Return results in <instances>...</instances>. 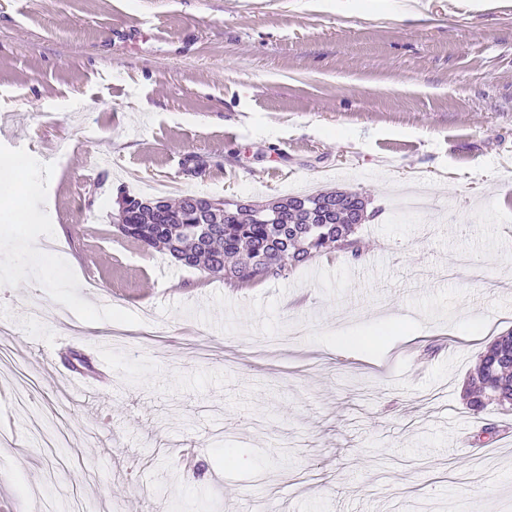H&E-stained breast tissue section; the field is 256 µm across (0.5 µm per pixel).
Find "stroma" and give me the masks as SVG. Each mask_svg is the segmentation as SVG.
<instances>
[{"instance_id":"obj_1","label":"stroma","mask_w":512,"mask_h":512,"mask_svg":"<svg viewBox=\"0 0 512 512\" xmlns=\"http://www.w3.org/2000/svg\"><path fill=\"white\" fill-rule=\"evenodd\" d=\"M0 158V241L63 245L37 289L0 252V512H512V411L463 397L512 330L507 0H0ZM161 182L361 192L363 258L176 266L112 227Z\"/></svg>"}]
</instances>
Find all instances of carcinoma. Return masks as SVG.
<instances>
[{
    "mask_svg": "<svg viewBox=\"0 0 512 512\" xmlns=\"http://www.w3.org/2000/svg\"><path fill=\"white\" fill-rule=\"evenodd\" d=\"M369 198L357 191H319L264 202L222 200L213 223H193L197 196L173 204L167 198L122 193L123 223L116 232L145 248L159 249L177 265L203 267L215 278L239 283L266 281L323 252L361 259L356 234L365 223ZM466 404L478 413L489 404L512 408V330L495 338L480 355L466 388Z\"/></svg>",
    "mask_w": 512,
    "mask_h": 512,
    "instance_id": "obj_1",
    "label": "carcinoma"
}]
</instances>
